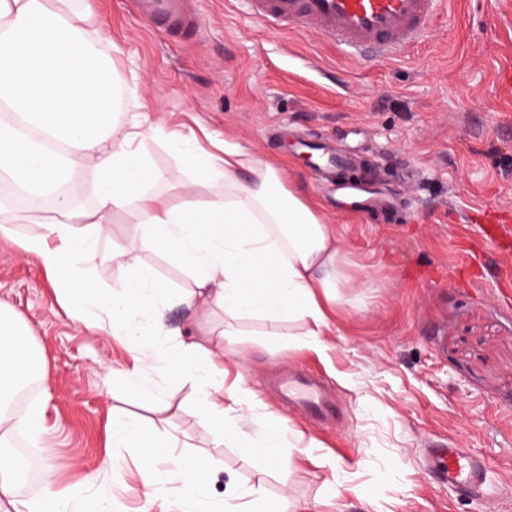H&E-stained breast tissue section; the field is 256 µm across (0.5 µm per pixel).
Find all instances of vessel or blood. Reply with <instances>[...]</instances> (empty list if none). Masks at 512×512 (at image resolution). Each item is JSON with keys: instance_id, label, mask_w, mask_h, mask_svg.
<instances>
[{"instance_id": "1", "label": "vessel or blood", "mask_w": 512, "mask_h": 512, "mask_svg": "<svg viewBox=\"0 0 512 512\" xmlns=\"http://www.w3.org/2000/svg\"><path fill=\"white\" fill-rule=\"evenodd\" d=\"M248 13L259 17L270 29L295 26L330 39L349 56L363 60H390L403 56L425 40L428 25L447 8V0H242ZM185 0H135L136 10L144 18L159 20L180 35L196 34L201 22L187 14ZM308 150L319 153L316 174L328 189L345 187L338 174L348 164V156L309 140ZM284 404L310 417L334 419L339 403L313 376L295 373L277 384ZM434 476L462 491L480 487L488 465L463 448H431L427 451Z\"/></svg>"}]
</instances>
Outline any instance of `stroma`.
<instances>
[{
	"label": "stroma",
	"mask_w": 512,
	"mask_h": 512,
	"mask_svg": "<svg viewBox=\"0 0 512 512\" xmlns=\"http://www.w3.org/2000/svg\"><path fill=\"white\" fill-rule=\"evenodd\" d=\"M192 2L206 30L183 41L140 17L134 0H73L119 48L118 120L136 116L157 130L143 152L167 180L149 191L176 205L206 202L211 188L194 182L164 134L217 133L322 208L358 285L343 291L335 330L313 345L298 320L188 308L178 295L192 280L175 259L129 255L128 268L152 267L176 293L163 310L165 332L146 343L166 353L179 343L173 329H195L224 369L225 404L242 390L250 397L243 444L220 445L196 415L192 383L148 369L145 383L180 406L169 425L180 439L175 455L222 460L203 493L226 512L253 491L285 512H512V293L497 279L512 266V88L498 81L512 66V0H448L427 42L398 62L353 60L296 28L267 30L235 0ZM292 128L358 153L363 188L396 192L409 208L386 216L320 188ZM134 219V205L114 210L97 251L78 261L102 287L121 286L110 257ZM485 226L498 229L495 246H481ZM463 249L473 253L465 267ZM0 301L45 355L46 374L25 404L44 406L47 430L22 445L53 468L57 489L80 491L94 472L111 481L123 512H179L177 491L147 501L139 449L106 445L113 416H153L125 385L133 348L74 322L37 260L8 238H0ZM300 371L338 397V420L277 405L275 380ZM270 424L289 444L281 468L250 449ZM458 446L487 461L482 489L463 493L423 475L425 449Z\"/></svg>",
	"instance_id": "obj_1"
}]
</instances>
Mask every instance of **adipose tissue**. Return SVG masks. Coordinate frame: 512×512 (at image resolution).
Listing matches in <instances>:
<instances>
[{
	"mask_svg": "<svg viewBox=\"0 0 512 512\" xmlns=\"http://www.w3.org/2000/svg\"><path fill=\"white\" fill-rule=\"evenodd\" d=\"M70 0H0V109L13 113L0 121V174L28 195L29 211L70 177L78 160L90 163L97 207L86 214L64 196L57 197L49 223L17 234L20 218L0 208V236L16 239L35 258L58 297L77 322L136 347L126 369L129 389L141 390L143 371L156 353L142 336L161 332V310L171 288L155 271L141 266L126 275L120 289L100 287L81 272L77 260L95 250L112 210L135 203L136 217L122 253L152 249L170 254L191 275L185 298L192 307L217 305L231 314H284L303 321L305 336L318 342L331 326L340 291L352 287L335 225L285 185L274 166L224 142L214 155L195 133L171 134L167 141L191 169L196 181L215 187L201 205H173L147 191L162 180L141 151L147 131L139 122L119 124L113 110L116 89L112 68L89 36L84 14ZM122 253L113 254L120 261ZM171 374L190 376L197 391V413L219 443L240 441L235 423L249 406L247 396L224 404V384L210 352L198 342L172 351ZM44 358L35 336L0 301V402L27 381L42 377ZM46 429L42 410H0V445L14 435L32 438ZM111 446L143 453L140 470L148 495L178 482L181 512H220L204 500L201 488L221 463L215 458L173 457L175 439L134 420L113 418ZM171 468H163V461ZM16 463L0 454V512H118L111 483L86 481L95 490L76 496L55 488L45 470V492L24 502L15 495Z\"/></svg>",
	"mask_w": 512,
	"mask_h": 512,
	"instance_id": "obj_1",
	"label": "adipose tissue"
}]
</instances>
